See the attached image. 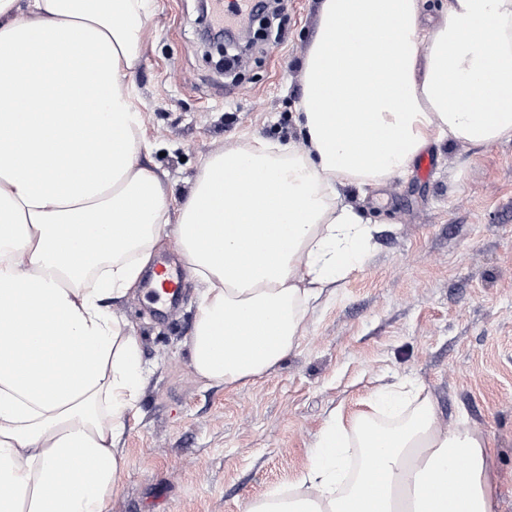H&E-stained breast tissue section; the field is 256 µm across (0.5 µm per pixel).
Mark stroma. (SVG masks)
Instances as JSON below:
<instances>
[{"instance_id": "35a3bbf8", "label": "stroma", "mask_w": 512, "mask_h": 512, "mask_svg": "<svg viewBox=\"0 0 512 512\" xmlns=\"http://www.w3.org/2000/svg\"><path fill=\"white\" fill-rule=\"evenodd\" d=\"M133 78L148 151L181 203L214 152L252 139L300 147L301 60L317 0H288L227 78L197 0H147ZM429 179L341 187L375 228L361 270L307 313L296 347L261 376L212 384L191 365L202 284L176 237L156 252L178 266L182 295L159 303L139 284L113 309L150 368L125 420L107 512H247L310 466L336 406L380 382L410 380L441 423L465 417L490 442L494 512H512V141L426 148Z\"/></svg>"}]
</instances>
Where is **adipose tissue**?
Here are the masks:
<instances>
[{
	"mask_svg": "<svg viewBox=\"0 0 512 512\" xmlns=\"http://www.w3.org/2000/svg\"><path fill=\"white\" fill-rule=\"evenodd\" d=\"M145 18V0H0V512H107L148 374L109 303L168 235L205 286L193 368L248 380L370 253L373 228L341 187L407 174L433 140L512 139V0H449L429 26L419 0H320L303 148L216 152L173 206L164 173L138 160ZM363 97L370 111H347ZM494 498L484 436L441 426L400 381L334 410L308 470L250 512H494Z\"/></svg>",
	"mask_w": 512,
	"mask_h": 512,
	"instance_id": "obj_1",
	"label": "adipose tissue"
}]
</instances>
